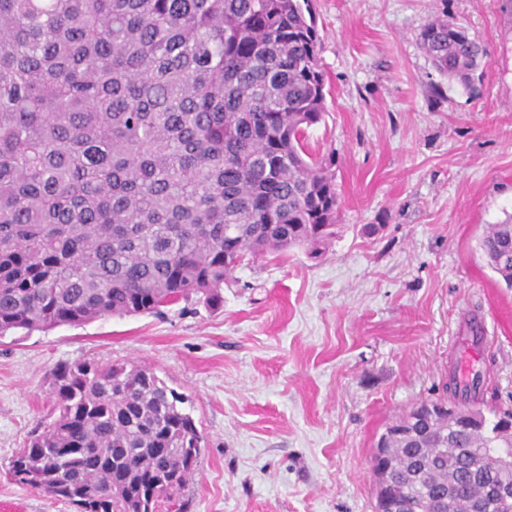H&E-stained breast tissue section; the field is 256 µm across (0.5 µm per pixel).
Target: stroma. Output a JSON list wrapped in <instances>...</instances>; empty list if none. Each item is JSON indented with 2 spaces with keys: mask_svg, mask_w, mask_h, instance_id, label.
I'll list each match as a JSON object with an SVG mask.
<instances>
[{
  "mask_svg": "<svg viewBox=\"0 0 512 512\" xmlns=\"http://www.w3.org/2000/svg\"><path fill=\"white\" fill-rule=\"evenodd\" d=\"M500 0H312L326 110L306 131L334 161L336 237L244 261L211 307L105 317L0 338V512H77L16 484L13 455L53 420L63 362L146 365L202 433L182 512H373L371 457L439 398L468 320L478 408L512 410V290L478 247L512 213V19ZM462 23L490 56L468 93L419 41Z\"/></svg>",
  "mask_w": 512,
  "mask_h": 512,
  "instance_id": "35a3bbf8",
  "label": "stroma"
}]
</instances>
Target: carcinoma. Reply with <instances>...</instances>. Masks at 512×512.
<instances>
[{
	"label": "carcinoma",
	"mask_w": 512,
	"mask_h": 512,
	"mask_svg": "<svg viewBox=\"0 0 512 512\" xmlns=\"http://www.w3.org/2000/svg\"><path fill=\"white\" fill-rule=\"evenodd\" d=\"M434 67L469 89L488 51L467 29L421 31ZM309 0H0V337L109 316L215 305L245 257L336 236L332 163L304 147L325 112ZM512 288V215L480 240ZM454 378L465 415L413 408L378 439L389 495L464 512L503 448ZM58 415L11 461L18 485L82 512H166L202 435L147 367L53 371Z\"/></svg>",
	"instance_id": "cac0c4a2"
}]
</instances>
